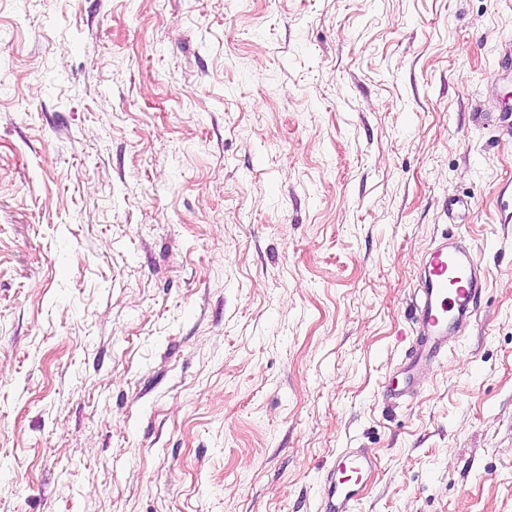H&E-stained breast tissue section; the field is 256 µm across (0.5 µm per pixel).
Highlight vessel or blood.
<instances>
[{"label":"vessel or blood","mask_w":512,"mask_h":512,"mask_svg":"<svg viewBox=\"0 0 512 512\" xmlns=\"http://www.w3.org/2000/svg\"><path fill=\"white\" fill-rule=\"evenodd\" d=\"M484 290V273L474 254L449 247L447 239L434 242L422 259V275L415 292V344L411 361L445 352L449 330L473 321ZM376 471V461L360 448L342 449L336 468L324 479L321 512H351L361 496L367 477Z\"/></svg>","instance_id":"b4317fda"}]
</instances>
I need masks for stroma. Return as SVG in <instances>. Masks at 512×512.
<instances>
[{"label":"stroma","instance_id":"1","mask_svg":"<svg viewBox=\"0 0 512 512\" xmlns=\"http://www.w3.org/2000/svg\"><path fill=\"white\" fill-rule=\"evenodd\" d=\"M512 0H0V512H512ZM485 270L411 364L421 259ZM419 382L399 401L386 387ZM375 471L376 461L370 453L362 448H343L337 454L336 470L324 479L321 512H350L363 492V481Z\"/></svg>","mask_w":512,"mask_h":512}]
</instances>
